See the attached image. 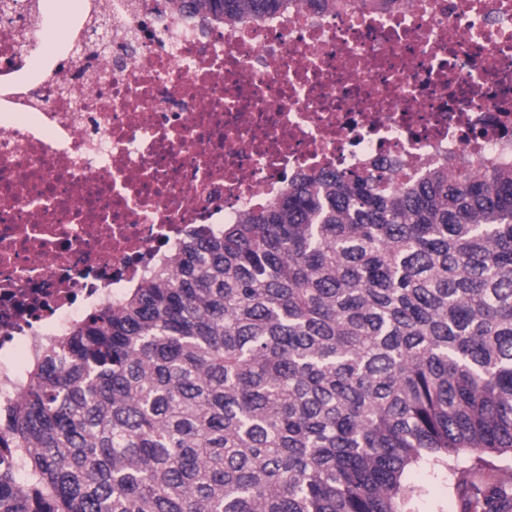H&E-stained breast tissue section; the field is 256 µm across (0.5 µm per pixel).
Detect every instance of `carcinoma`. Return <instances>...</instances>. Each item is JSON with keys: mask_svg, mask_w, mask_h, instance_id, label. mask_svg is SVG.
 I'll return each instance as SVG.
<instances>
[{"mask_svg": "<svg viewBox=\"0 0 512 512\" xmlns=\"http://www.w3.org/2000/svg\"><path fill=\"white\" fill-rule=\"evenodd\" d=\"M2 429L0 512H400L407 469L512 455V167L292 181L58 337Z\"/></svg>", "mask_w": 512, "mask_h": 512, "instance_id": "1", "label": "carcinoma"}]
</instances>
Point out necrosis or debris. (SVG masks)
<instances>
[{
  "label": "necrosis or debris",
  "mask_w": 512,
  "mask_h": 512,
  "mask_svg": "<svg viewBox=\"0 0 512 512\" xmlns=\"http://www.w3.org/2000/svg\"><path fill=\"white\" fill-rule=\"evenodd\" d=\"M0 0V404L88 310L298 175L512 163V0H294L226 26L170 0Z\"/></svg>",
  "instance_id": "obj_1"
}]
</instances>
